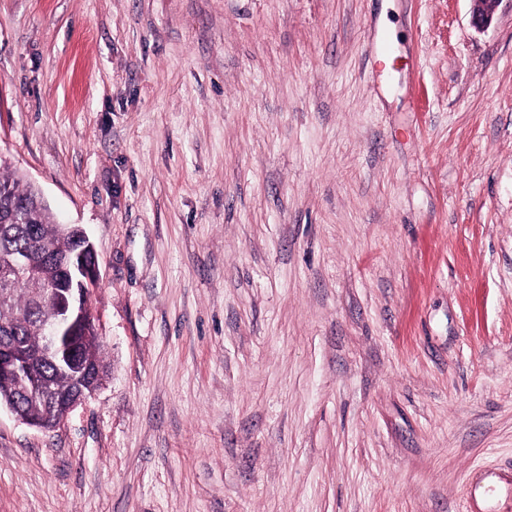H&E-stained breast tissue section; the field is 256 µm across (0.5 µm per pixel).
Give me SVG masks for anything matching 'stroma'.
<instances>
[{
  "label": "stroma",
  "mask_w": 512,
  "mask_h": 512,
  "mask_svg": "<svg viewBox=\"0 0 512 512\" xmlns=\"http://www.w3.org/2000/svg\"><path fill=\"white\" fill-rule=\"evenodd\" d=\"M470 12L0 0V173L93 242L110 364L0 409V512H503L512 0ZM470 22L475 29H485L493 22L500 0H472Z\"/></svg>",
  "instance_id": "1"
}]
</instances>
